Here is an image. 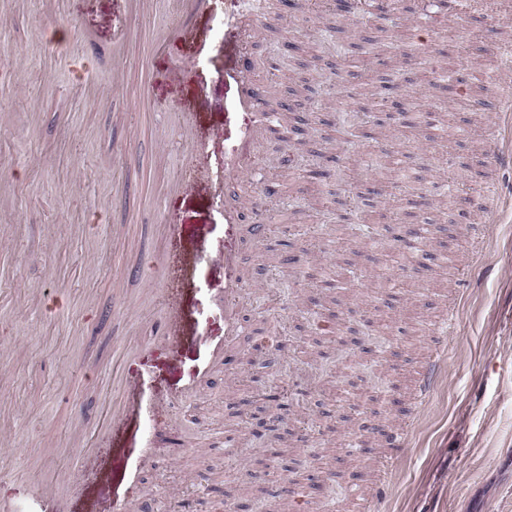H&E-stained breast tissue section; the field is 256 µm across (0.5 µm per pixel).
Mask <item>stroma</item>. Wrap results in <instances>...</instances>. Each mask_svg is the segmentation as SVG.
<instances>
[{
    "instance_id": "obj_1",
    "label": "stroma",
    "mask_w": 512,
    "mask_h": 512,
    "mask_svg": "<svg viewBox=\"0 0 512 512\" xmlns=\"http://www.w3.org/2000/svg\"><path fill=\"white\" fill-rule=\"evenodd\" d=\"M237 12L230 0H0V504L51 483L70 512H112L117 497L131 512L182 498L190 512H292L276 471L308 491L306 512H350L354 474L383 512H512V165L482 172L500 186L497 212L469 209L474 177L421 212L452 264H413L392 233L417 196L481 164L488 104L512 94V18L490 15L472 38L462 19L402 0L396 17L295 10L224 42L219 24ZM243 55L252 80L281 77L277 100L314 160L300 164L288 138L257 152L281 186L259 253L198 179L251 123L224 80ZM230 239L251 278L247 331L215 362V258ZM200 248L211 261L187 274ZM154 290L184 312L176 346L148 339ZM440 345L444 369L415 403ZM120 377L164 406L116 432ZM361 423L380 436L348 456ZM402 427L408 445L378 488L383 435Z\"/></svg>"
}]
</instances>
